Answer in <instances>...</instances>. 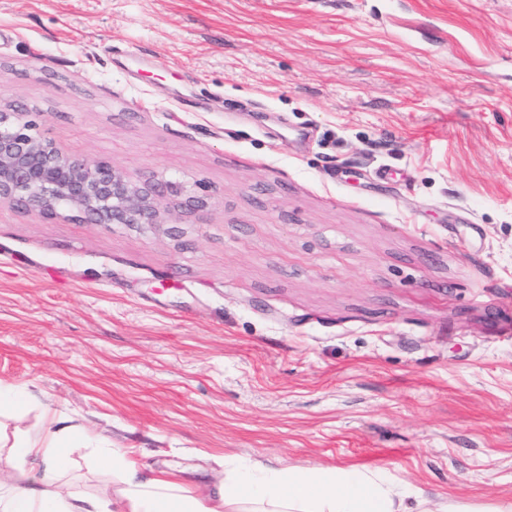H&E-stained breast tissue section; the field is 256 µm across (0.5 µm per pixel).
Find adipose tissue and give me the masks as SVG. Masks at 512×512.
Segmentation results:
<instances>
[{"label": "adipose tissue", "instance_id": "1", "mask_svg": "<svg viewBox=\"0 0 512 512\" xmlns=\"http://www.w3.org/2000/svg\"><path fill=\"white\" fill-rule=\"evenodd\" d=\"M20 459H39L52 470L65 469L80 450L64 431L50 430L16 441ZM101 469L122 474L129 512H228L250 502L253 512H405L381 468H349L283 472L269 470L247 479L224 481L207 495L193 496L177 482L145 471L134 460L112 448L97 456ZM22 486L0 488V512H106L99 498L69 491H47L37 471H26Z\"/></svg>", "mask_w": 512, "mask_h": 512}]
</instances>
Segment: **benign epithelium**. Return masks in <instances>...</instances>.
Wrapping results in <instances>:
<instances>
[{"mask_svg":"<svg viewBox=\"0 0 512 512\" xmlns=\"http://www.w3.org/2000/svg\"><path fill=\"white\" fill-rule=\"evenodd\" d=\"M0 203L48 220L88 224H167L206 209L207 193L182 194L171 181L127 174L108 162L73 158L44 139L20 106L0 108Z\"/></svg>","mask_w":512,"mask_h":512,"instance_id":"7a95c632","label":"benign epithelium"}]
</instances>
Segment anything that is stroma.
Segmentation results:
<instances>
[{"label":"stroma","instance_id":"35a3bbf8","mask_svg":"<svg viewBox=\"0 0 512 512\" xmlns=\"http://www.w3.org/2000/svg\"><path fill=\"white\" fill-rule=\"evenodd\" d=\"M0 105L206 187L190 224L0 205V481L47 417L206 494L387 469L512 502V0H0ZM89 446L55 485L128 512Z\"/></svg>","mask_w":512,"mask_h":512}]
</instances>
